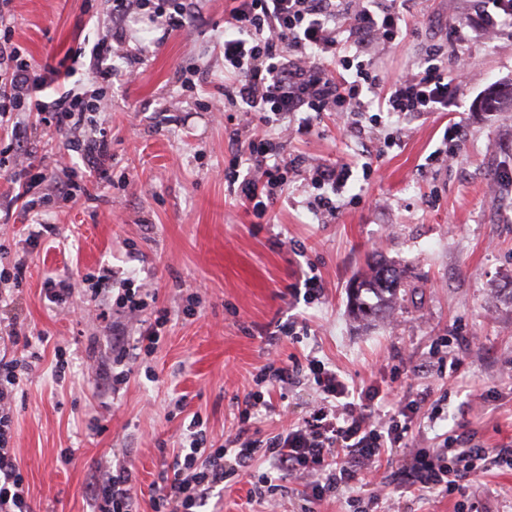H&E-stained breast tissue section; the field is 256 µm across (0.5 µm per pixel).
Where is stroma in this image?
<instances>
[{"label":"stroma","instance_id":"stroma-1","mask_svg":"<svg viewBox=\"0 0 512 512\" xmlns=\"http://www.w3.org/2000/svg\"><path fill=\"white\" fill-rule=\"evenodd\" d=\"M413 35L376 51L386 79L400 75L425 46L454 48L455 32L470 13L468 0H411ZM13 39L34 64L62 58L112 26L108 0H14ZM229 0H208L207 20L163 36L148 19L128 29L146 49L142 64L113 60L123 71L103 93L112 132V184L88 177V196L57 197L54 181L41 184L45 222L53 234L23 250L32 218L14 203L0 223V243L13 264L25 256L23 283L0 319H16L20 333L40 339L41 359L13 402L12 446L29 488L33 512H90L92 476L132 467L140 512H153L154 486L171 465L192 416L211 444L235 434V414L268 353L282 361L315 352L359 388L378 389L391 406L417 402L404 448L379 463L397 493L399 471L414 449L440 448L456 438L495 448L512 440V106L487 108L492 87L512 84V32L467 41L466 84L447 112H423L366 125L364 137L325 113L313 131L287 145L306 164L355 159L360 142L396 144L373 159V172L355 170L336 196L335 214L307 203L313 191L294 178L268 220L256 218L224 181L232 158V129L243 112H213L224 100L222 31ZM197 65L206 78L182 91L183 70ZM459 128L457 160H431L445 149L443 135ZM383 253L420 286L402 295L389 317L368 325L348 313L346 285ZM115 272L157 292L167 309L158 348L141 356L139 370L115 399L97 388L91 365L111 362L110 323L81 278ZM316 273L320 296L292 303L290 288ZM68 279L76 292L68 307L51 304L47 278ZM197 313L185 316L187 302ZM307 327L302 342L283 337L266 344L277 322ZM67 366L57 376L56 348ZM271 412L252 418L251 434L265 440L308 415L318 399L314 383L278 385L266 393ZM74 449L64 463L62 449ZM503 493L488 497L484 488ZM284 494L265 503L247 480L216 490L209 512H349L345 496L309 503L295 475ZM481 512H512V471L495 469L471 479L463 492L405 496L402 512H458L470 501Z\"/></svg>","mask_w":512,"mask_h":512}]
</instances>
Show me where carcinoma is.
I'll use <instances>...</instances> for the list:
<instances>
[{
	"label": "carcinoma",
	"instance_id": "obj_1",
	"mask_svg": "<svg viewBox=\"0 0 512 512\" xmlns=\"http://www.w3.org/2000/svg\"><path fill=\"white\" fill-rule=\"evenodd\" d=\"M418 288L404 281L402 274L385 259L368 265V271L350 281L349 302L354 315L365 321L386 317L401 289Z\"/></svg>",
	"mask_w": 512,
	"mask_h": 512
}]
</instances>
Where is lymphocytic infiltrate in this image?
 <instances>
[{
    "instance_id": "1",
    "label": "lymphocytic infiltrate",
    "mask_w": 512,
    "mask_h": 512,
    "mask_svg": "<svg viewBox=\"0 0 512 512\" xmlns=\"http://www.w3.org/2000/svg\"><path fill=\"white\" fill-rule=\"evenodd\" d=\"M13 0H0V128L8 136L0 146V171L12 182L31 188L33 171L43 170L38 146L27 135L20 115L34 112L43 123L68 138L80 165L66 167L58 185L63 196L79 191L86 173L108 178L112 160L109 132L91 122L99 109L97 97H84L69 88L76 64L100 88L110 87L119 75L112 63L113 44L126 41L127 21L142 16L162 22L165 33L183 30L203 15L206 0H111L112 27L91 50H76L58 62L34 66L14 42ZM460 41L470 35L512 27V0H480ZM409 0H233L224 27V102L232 112H254L260 130L233 135V157L224 175L230 192L257 218H264L279 200L290 178L306 175L318 196L313 211H335L332 195L353 175L351 164L303 168L299 158L284 155L281 133L285 123L309 132L322 113L337 115L382 112L402 117L418 112H445L453 105L452 86L463 83V53L446 57L439 45L393 81H385L375 67L376 46L402 42L411 29ZM61 86L54 98L46 89ZM147 288H119L104 304L117 314L112 323V368L98 384L102 392H117L128 381L139 353H152L159 329L167 322L158 310L152 327L130 341L126 319L148 306ZM41 355L32 342L20 354L0 358V512H31L25 479L11 446V402L32 374ZM311 376L320 400L301 422L288 431L261 441L247 424L258 408L266 407L262 392H250L238 410L240 426L231 447H207L199 417L188 425L187 444L169 469L159 475L154 512H201L209 495L224 482L246 476L258 498L275 494L288 475L305 478V489L320 501L361 484L383 454L401 447L408 426L407 410L393 411L384 422L374 421L376 396L349 388L336 369L316 359L292 365L267 363L256 381L264 385L288 383ZM264 459L268 468L253 474L251 467ZM512 470V441L488 450L474 445L447 451L419 449L401 471L409 493L438 490L453 493L464 481L486 473L488 464ZM131 468L116 467L89 487L92 512H139Z\"/></svg>"
}]
</instances>
